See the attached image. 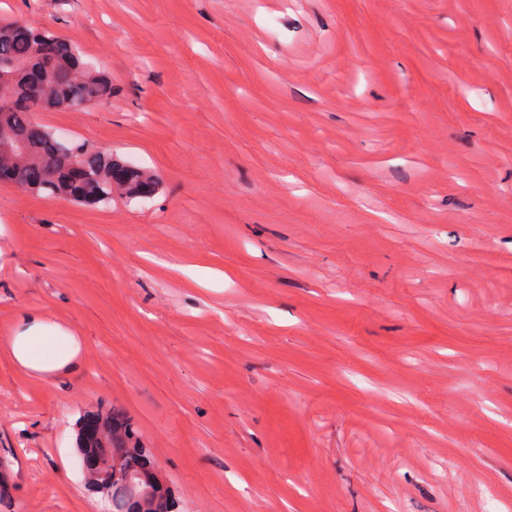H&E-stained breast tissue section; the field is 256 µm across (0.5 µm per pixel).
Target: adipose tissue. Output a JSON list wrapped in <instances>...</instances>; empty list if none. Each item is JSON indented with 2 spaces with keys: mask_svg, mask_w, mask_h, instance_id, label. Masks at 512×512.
Instances as JSON below:
<instances>
[{
  "mask_svg": "<svg viewBox=\"0 0 512 512\" xmlns=\"http://www.w3.org/2000/svg\"><path fill=\"white\" fill-rule=\"evenodd\" d=\"M7 344L22 368L42 376L69 368L80 351L75 336L42 317L30 319L25 328L9 337Z\"/></svg>",
  "mask_w": 512,
  "mask_h": 512,
  "instance_id": "obj_1",
  "label": "adipose tissue"
}]
</instances>
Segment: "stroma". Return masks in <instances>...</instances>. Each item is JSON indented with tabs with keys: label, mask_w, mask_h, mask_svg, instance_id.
Returning a JSON list of instances; mask_svg holds the SVG:
<instances>
[{
	"label": "stroma",
	"mask_w": 512,
	"mask_h": 512,
	"mask_svg": "<svg viewBox=\"0 0 512 512\" xmlns=\"http://www.w3.org/2000/svg\"><path fill=\"white\" fill-rule=\"evenodd\" d=\"M107 100L36 113L155 174L0 184V512H107L76 422L178 512H512V0H0ZM80 343L47 378L6 341ZM25 328L8 338L9 352L24 369L48 376L69 368L77 358V338L45 317L30 318ZM112 424L110 448L104 447L106 426L93 415L85 416L87 422L86 442L88 447L77 448L83 461L86 475L106 466V457H111L112 484L109 486L110 512H173L175 507L169 490L163 488L158 473L149 460V452L135 437L131 420L121 413H101ZM154 468V469H153ZM149 489L158 492L155 496Z\"/></svg>",
	"instance_id": "35a3bbf8"
}]
</instances>
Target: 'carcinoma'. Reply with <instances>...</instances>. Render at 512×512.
I'll return each instance as SVG.
<instances>
[{
    "mask_svg": "<svg viewBox=\"0 0 512 512\" xmlns=\"http://www.w3.org/2000/svg\"><path fill=\"white\" fill-rule=\"evenodd\" d=\"M2 60L43 72L53 84L57 109L92 104L112 95L111 81L84 63L70 43L47 30L35 32L21 23L0 22ZM8 97L9 101H0V128L10 131L16 147L26 155L23 163L14 165L15 182L23 189L96 204L112 201L116 191L138 198L149 186H159L154 176L140 170L127 171L122 182L113 184L109 171L124 166L123 161L87 141L62 139L39 124L34 114L45 106L26 70L12 75ZM74 160L88 173L83 185L74 184L68 176ZM31 166L43 168L47 178L33 180ZM105 417L112 424V442L104 449L112 462L109 512H173L172 495L163 488L148 450L136 439L131 420L121 413L111 412Z\"/></svg>",
    "mask_w": 512,
    "mask_h": 512,
    "instance_id": "obj_1",
    "label": "carcinoma"
}]
</instances>
